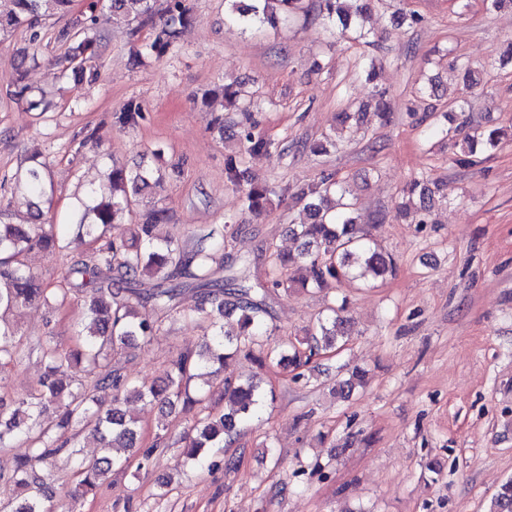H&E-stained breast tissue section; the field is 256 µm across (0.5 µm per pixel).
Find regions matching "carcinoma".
Segmentation results:
<instances>
[{
  "instance_id": "obj_1",
  "label": "carcinoma",
  "mask_w": 512,
  "mask_h": 512,
  "mask_svg": "<svg viewBox=\"0 0 512 512\" xmlns=\"http://www.w3.org/2000/svg\"><path fill=\"white\" fill-rule=\"evenodd\" d=\"M0 5V39L24 28L33 43L41 39L42 21L51 16L67 18L55 32V40L67 46V68L79 84H94L100 78L93 59L97 39L92 34L95 13L109 10L112 23L135 36L140 29H151L149 40L132 57L137 65L146 57L160 58L177 44L182 30L191 20L186 0H166L164 8L157 0H90L88 12L71 16L72 0H3ZM373 0H320V12L331 24L345 31L356 28L357 20L372 6ZM303 10V0H225L226 18L239 26L276 28ZM11 95L25 100L31 109L46 110L45 99L29 97L23 71L16 70L10 81ZM221 99L225 106L247 109L242 90L225 83L202 95V102ZM142 119V106L130 100L116 113L115 123L133 126ZM454 139L459 163L498 148L505 137L501 129L450 132L433 125L429 136ZM271 144L248 132L243 147L227 156L225 175L237 182L246 154L270 152ZM45 163L30 166L16 185L36 199L33 217L42 216L38 201L47 197L42 169ZM153 171L143 166L124 168L114 165L106 183L87 192L85 210L95 221L75 224L77 236L90 238L92 246L77 250L70 234L61 233L56 224H13L0 220V368L14 367L37 354L43 371L37 387L10 401L0 397V448L20 441L26 452L9 475L0 479L14 483L25 496L4 504L5 512H50L53 507L51 485L59 463L77 466L80 479L66 494L67 512L96 493L108 475L127 465L129 458L118 453L124 448L140 458L139 468L151 463V452H139L140 433L136 421L127 417L122 405L130 398L156 405L161 413L153 447L164 444L168 434L167 417L178 406L200 408L197 419L181 435L183 458L203 466L207 453L224 447L239 432L240 425L258 417L267 402V394L252 378L224 377V366L235 358L253 361L259 368H277L295 379L305 377L304 369L314 358L337 353L346 343L349 323L344 306L332 302L320 311L305 335L285 339L274 347L265 343L268 301L279 291L312 289L329 294L342 284H363L384 279L396 271L394 257L379 249L371 235L358 223V201L343 181L331 174L300 186L293 192L310 213L308 224H292L289 232L300 242L295 252H279L275 273L265 278L236 280L217 276L216 257L202 242L190 246L173 234L161 236L157 228L169 220L163 208L145 211L138 224L123 219L132 204L150 185ZM272 190L252 184L243 190L247 211L260 214ZM415 198L420 209L430 211L431 191L415 179L402 190ZM38 248L63 260L64 275L52 288L24 262L30 250ZM191 291L196 301L190 312L209 321L210 334L202 337L200 348L177 353L164 378L150 385L139 384L112 364L115 355L130 358L134 350L151 343L158 335L163 319L177 312L179 298ZM73 299L84 304L76 345L63 349L53 336H40L21 347L18 331L4 315L35 303L63 306ZM80 367L87 377L65 384L58 377L62 364ZM366 373L355 370L336 379V395L346 399L361 385ZM110 392L104 405L99 393ZM228 400L229 412L213 411L212 401ZM100 443V453L89 462L82 455V435ZM490 512H512V480L501 485Z\"/></svg>"
}]
</instances>
